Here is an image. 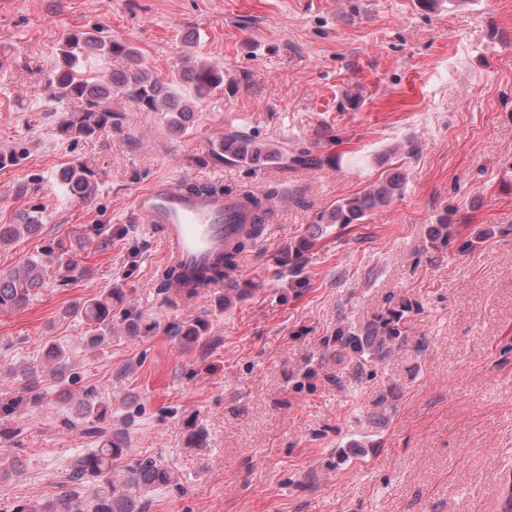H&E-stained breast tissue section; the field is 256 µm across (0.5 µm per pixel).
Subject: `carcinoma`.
I'll return each instance as SVG.
<instances>
[{
    "label": "carcinoma",
    "instance_id": "obj_1",
    "mask_svg": "<svg viewBox=\"0 0 512 512\" xmlns=\"http://www.w3.org/2000/svg\"><path fill=\"white\" fill-rule=\"evenodd\" d=\"M98 61L122 57L127 68L115 73L107 81L87 74L84 64L90 58ZM181 78L192 85L194 95L202 99L224 86V69L206 61H195L180 72ZM49 97L60 105L72 100L82 103L77 112L61 111L59 132L77 140L89 139L112 130L119 125V112L112 109V100L123 98L148 112L169 114V126L178 133L185 130V123L193 116L194 102L182 96L173 82L162 74L145 67L138 52L126 43L112 41L88 31L72 30L64 35L56 54L52 74L45 83ZM208 156L219 163H233L249 169L259 168L272 160H291L306 167L317 168L321 157L310 149H303L293 156L281 146L257 140L245 134L231 132L211 144ZM98 172L83 162L66 168L61 179L70 196L87 204L95 198L99 180ZM402 176L394 172L386 178L367 186L354 196L336 201L331 208L317 213L302 236L288 248L274 256L275 263L288 268V275L305 282L304 255L312 249L333 227L344 229L351 224L363 223L374 211L388 205L401 192ZM242 207L250 219L241 225L232 249L222 253L211 264L203 267L191 277H185L173 265L166 266L159 274V291L171 307L189 304L198 296L216 288L219 303L225 308L234 306L249 295V289L241 287L235 277L237 257L261 238L267 224L273 218L271 195H241ZM42 224L36 216H29L21 224H0V247L14 244L25 237L41 232ZM505 232V229L486 225L459 244L462 251L475 249L483 242ZM429 238L432 244H446L456 240L454 225L447 216H441L431 225ZM57 268L61 283L66 285L76 277L77 264L70 259L69 250L62 245L48 246L36 257H31L20 266L0 274V311L26 307L38 289L44 287L48 272ZM123 303V293L117 288H107L93 298L80 301L64 311L76 315L89 326L90 336L86 347L92 352L104 349L112 343V307ZM413 309L407 297L391 296L389 306L372 315L360 327L342 324L334 336L326 339V353L336 360L339 373L336 387H345L343 375L361 379L366 370L381 364L395 355L407 342V317ZM209 324L195 318L181 324L167 326L168 335L178 339L180 346L190 351L204 341ZM54 380L64 387L75 381L71 374V361L60 344L47 346L43 364H30L20 370L19 387L14 395L0 401V418H10L18 411L41 405L45 398L43 383ZM401 394L400 387L392 385L386 394L374 403V417L385 420L387 411L394 408V401ZM85 415L98 421L107 418V407H99L94 389L87 388L81 401ZM99 447L83 450L78 454L67 475L68 484L82 485L92 482L91 505L88 512H146L136 495L141 488H162L172 481L171 472L157 460L146 457L134 459L126 465L124 474L112 477V462L128 455L125 432L105 430L101 432ZM73 494L66 490L56 498L19 504L14 512H81L72 506Z\"/></svg>",
    "mask_w": 512,
    "mask_h": 512
}]
</instances>
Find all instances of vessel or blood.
<instances>
[{
  "instance_id": "vessel-or-blood-1",
  "label": "vessel or blood",
  "mask_w": 512,
  "mask_h": 512,
  "mask_svg": "<svg viewBox=\"0 0 512 512\" xmlns=\"http://www.w3.org/2000/svg\"><path fill=\"white\" fill-rule=\"evenodd\" d=\"M134 209L147 222L161 225L165 260L177 263L187 276L233 244L240 218L234 200L192 197L169 181L138 193Z\"/></svg>"
}]
</instances>
